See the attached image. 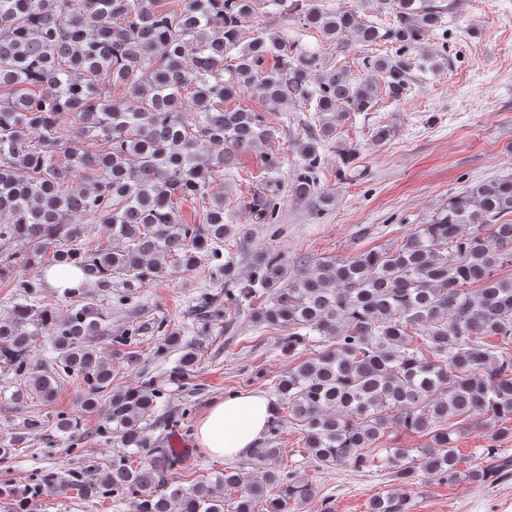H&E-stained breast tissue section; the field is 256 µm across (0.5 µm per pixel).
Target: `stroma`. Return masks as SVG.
<instances>
[{
	"mask_svg": "<svg viewBox=\"0 0 512 512\" xmlns=\"http://www.w3.org/2000/svg\"><path fill=\"white\" fill-rule=\"evenodd\" d=\"M453 13L447 41L432 37L416 49L417 56L435 57L441 44H448L447 69L420 74L409 95L399 99L380 95L372 111L339 125L320 174V186L332 196V205L318 216L306 204L283 197L284 232L276 238L268 225L250 223L244 201L263 181L264 156H281L279 179L284 184L291 179L296 149L290 120L301 111L288 105L269 112V119L276 122L273 137L241 156L234 175L217 179L211 188L224 197L226 221L249 228L245 247L232 252L239 273L249 271L254 252L269 246L292 261L390 248L468 184L512 173V0H454ZM305 41L319 48L327 68H345L354 80L366 78L358 62L369 54V47L350 40L341 49L315 35ZM380 123L395 128L394 136L383 144L371 137ZM339 143L357 149L354 179L337 174ZM122 292L117 280L110 292L92 289L108 329L95 344L112 355L114 384L131 383L141 371H150L161 389L162 403L176 414L175 430L184 439L186 452L168 474L169 484L187 486L223 471L225 459L197 447L195 424L219 398L247 392L271 395L273 382L291 364L281 350L280 331L256 327L244 307L200 326L193 312L200 294L224 297L223 278L201 268L185 275L163 270L129 301L122 300ZM135 311L145 320L162 319L181 329L183 342L198 353L192 381L182 385L170 381L169 371L181 352L166 348L163 336L149 332L140 337L135 346L138 358L132 362L113 351L110 337L123 333ZM80 390L79 380L62 384L55 403L42 409L43 429L27 436L11 459L0 462V483L9 480L29 486L43 470L66 477L92 464L102 469L109 465L117 448L94 433L102 412L85 415V435L79 444H70L55 430L57 413L77 411ZM298 469L313 481L319 497L330 496L333 512H366L368 499L389 488L387 472L379 469L357 472L340 464L319 472L304 463ZM409 495L413 512H512V475L485 486L465 481L440 485L422 476ZM26 512L132 509L128 502L108 497L88 501L32 496Z\"/></svg>",
	"mask_w": 512,
	"mask_h": 512,
	"instance_id": "1",
	"label": "stroma"
}]
</instances>
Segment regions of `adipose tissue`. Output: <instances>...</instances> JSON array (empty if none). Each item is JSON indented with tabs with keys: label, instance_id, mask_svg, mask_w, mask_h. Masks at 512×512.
Instances as JSON below:
<instances>
[{
	"label": "adipose tissue",
	"instance_id": "ef3b65f1",
	"mask_svg": "<svg viewBox=\"0 0 512 512\" xmlns=\"http://www.w3.org/2000/svg\"><path fill=\"white\" fill-rule=\"evenodd\" d=\"M271 414L268 398L260 393L217 399L196 424L197 445L211 456L246 455L263 440Z\"/></svg>",
	"mask_w": 512,
	"mask_h": 512
}]
</instances>
